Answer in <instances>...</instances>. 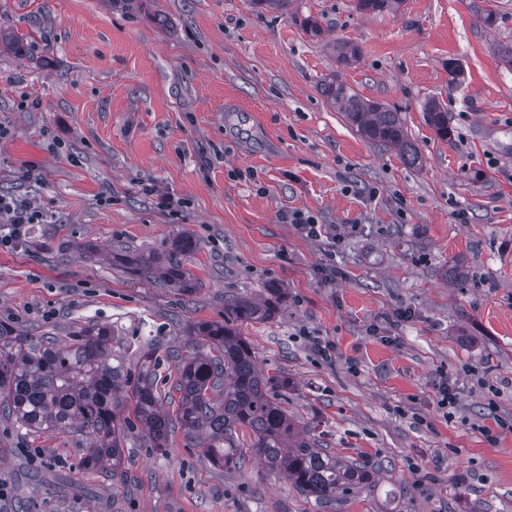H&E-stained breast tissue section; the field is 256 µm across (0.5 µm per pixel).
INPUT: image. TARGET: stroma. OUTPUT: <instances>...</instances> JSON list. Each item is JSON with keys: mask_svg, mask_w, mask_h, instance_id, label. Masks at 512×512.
<instances>
[{"mask_svg": "<svg viewBox=\"0 0 512 512\" xmlns=\"http://www.w3.org/2000/svg\"><path fill=\"white\" fill-rule=\"evenodd\" d=\"M0 29L20 38L0 47V195L42 215L0 244V320L28 336L110 325L127 355L154 339L165 395L192 323L223 321L230 294L284 289L272 319L242 328L260 367L287 379L285 408L325 448L382 466L374 491L332 512H512V71L497 53L512 0L383 14L354 0H0ZM337 39L356 62L337 67ZM333 72L402 112L419 164L345 122L320 90ZM429 98L452 139L424 122ZM148 185L187 208L161 212ZM295 211L331 238L287 223ZM181 232L200 244L192 294L112 261L118 244ZM458 260L463 277H445ZM84 446L0 420V512H323L283 474L218 467L179 430L162 450L132 435L119 482L81 468Z\"/></svg>", "mask_w": 512, "mask_h": 512, "instance_id": "stroma-1", "label": "stroma"}]
</instances>
